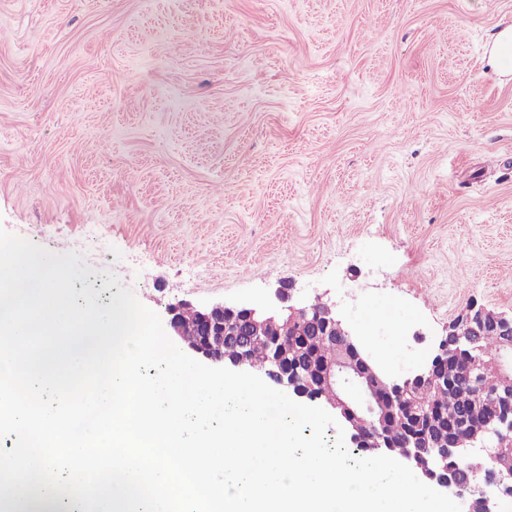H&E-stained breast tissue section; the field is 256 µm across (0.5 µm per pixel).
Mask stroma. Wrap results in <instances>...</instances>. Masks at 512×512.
I'll list each match as a JSON object with an SVG mask.
<instances>
[{
	"mask_svg": "<svg viewBox=\"0 0 512 512\" xmlns=\"http://www.w3.org/2000/svg\"><path fill=\"white\" fill-rule=\"evenodd\" d=\"M1 27L0 227L81 253L75 288L319 298L397 381L468 306L512 314V0H0Z\"/></svg>",
	"mask_w": 512,
	"mask_h": 512,
	"instance_id": "35a3bbf8",
	"label": "stroma"
}]
</instances>
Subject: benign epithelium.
Wrapping results in <instances>:
<instances>
[{"instance_id": "obj_1", "label": "benign epithelium", "mask_w": 512, "mask_h": 512, "mask_svg": "<svg viewBox=\"0 0 512 512\" xmlns=\"http://www.w3.org/2000/svg\"><path fill=\"white\" fill-rule=\"evenodd\" d=\"M277 298L283 306L276 314L222 303L195 310L200 336L191 350L217 365L228 362L234 367L262 372L299 398L307 397L306 390L320 387L325 392L322 403L349 429L350 442L357 448L388 447L384 426L387 417L394 414L392 395L409 390L413 383L423 379L438 388L446 385L448 376L441 375L440 368L448 356L463 355V349L475 346L483 336L499 337V353H512V316L472 305L448 324L431 363L419 373L396 382L368 368L367 361L354 348L351 333L331 306L317 299L310 305L296 307L290 304V294L284 288L277 290ZM188 307L190 304L178 301L165 308L168 323L179 337L183 336L180 312ZM282 323L295 326L298 336L323 337L333 345L331 359L318 363L303 355L301 342L288 349L281 337L273 335ZM257 337L274 346L272 356L263 366L252 363L248 357L249 345ZM226 343L237 350V356L231 360L224 355ZM470 366L472 375L468 376V382L474 395L495 397L512 409V370L504 371L497 358L491 361L473 358ZM510 438L512 417H506L498 428L475 426L470 446H479L488 458L508 469L512 461L501 458L500 448ZM423 448H432L434 452L421 466L420 477L438 488L448 489L447 481L441 476L448 470V458L463 456L468 449L457 448L451 442H438L431 436H414L403 445L399 457L415 465L422 459ZM511 494L512 482L492 472L453 497L459 502L461 512H499L500 501Z\"/></svg>"}]
</instances>
